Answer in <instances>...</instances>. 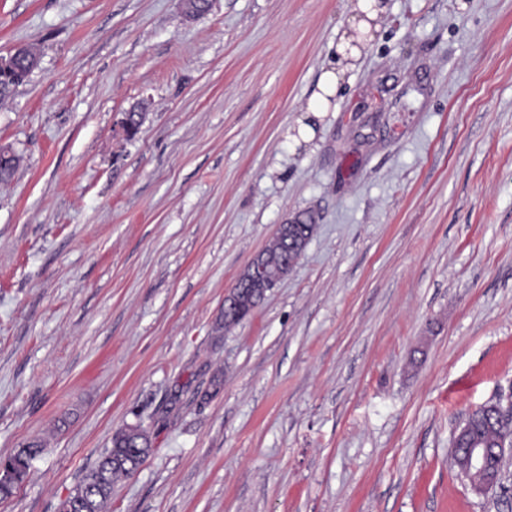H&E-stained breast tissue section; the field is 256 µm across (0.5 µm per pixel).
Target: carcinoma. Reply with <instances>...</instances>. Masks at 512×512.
<instances>
[{
	"mask_svg": "<svg viewBox=\"0 0 512 512\" xmlns=\"http://www.w3.org/2000/svg\"><path fill=\"white\" fill-rule=\"evenodd\" d=\"M315 218L310 213L296 217L288 227V235L276 238L265 249L264 265L269 276H278L285 260H295L303 253L315 231ZM253 292L245 288L238 293L237 303L224 308L223 326L229 329L240 324L252 313ZM494 405H484L468 417V431L453 439L452 457L455 465L461 464L462 449L475 444L495 448L501 439L512 438L511 421H491ZM44 444L35 440L23 444L10 455L0 457V466L9 470L8 477L0 476V496L8 497L24 482L31 459L43 450ZM151 442L141 426H127L117 431L111 446L104 449L100 459L87 471L77 484L74 493L59 505L58 512H106L112 495V486L120 478L132 474L149 455Z\"/></svg>",
	"mask_w": 512,
	"mask_h": 512,
	"instance_id": "carcinoma-1",
	"label": "carcinoma"
}]
</instances>
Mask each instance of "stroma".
Here are the masks:
<instances>
[{"label":"stroma","instance_id":"35a3bbf8","mask_svg":"<svg viewBox=\"0 0 512 512\" xmlns=\"http://www.w3.org/2000/svg\"><path fill=\"white\" fill-rule=\"evenodd\" d=\"M355 2L0 0V55L40 51L0 104V457L48 442L0 512H57L137 423L107 512H512V457L485 494L450 461L512 395V0H382L297 140ZM288 226V235L272 240L265 249L264 265L270 277H277L282 272L285 259L296 260L303 253L315 231V218L310 213H303ZM260 253L248 264L243 274H246L249 284L258 292L260 300H263L266 292L274 288L278 282L270 281L265 277L264 266L258 260ZM252 288L240 290L236 305L224 307V329L240 324L252 313L254 305Z\"/></svg>","mask_w":512,"mask_h":512}]
</instances>
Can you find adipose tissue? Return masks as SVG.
Instances as JSON below:
<instances>
[{"label": "adipose tissue", "mask_w": 512, "mask_h": 512, "mask_svg": "<svg viewBox=\"0 0 512 512\" xmlns=\"http://www.w3.org/2000/svg\"><path fill=\"white\" fill-rule=\"evenodd\" d=\"M354 17L349 32L344 33L336 49V58L329 62L318 84V91L312 97L307 110L314 115L327 112L332 98L346 71L352 69L361 56V46L385 7L381 0H358L353 7Z\"/></svg>", "instance_id": "1"}]
</instances>
